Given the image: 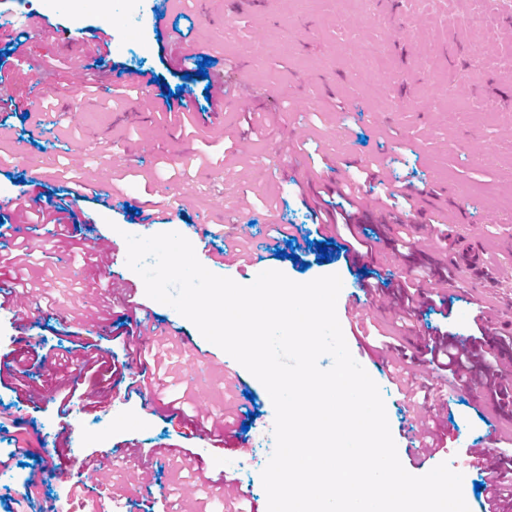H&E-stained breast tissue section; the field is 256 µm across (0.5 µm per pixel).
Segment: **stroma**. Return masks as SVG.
<instances>
[{
  "instance_id": "35a3bbf8",
  "label": "stroma",
  "mask_w": 512,
  "mask_h": 512,
  "mask_svg": "<svg viewBox=\"0 0 512 512\" xmlns=\"http://www.w3.org/2000/svg\"><path fill=\"white\" fill-rule=\"evenodd\" d=\"M28 13L76 35L104 33L111 52L101 63L80 61L96 87L89 95L67 79L76 61L70 50L21 31L15 39L24 50L12 54L0 37V54L9 55L5 73H26L14 103L0 102V220L36 240L25 274L46 297L21 332L12 325L13 304L0 307V360L25 358L44 386L33 403L0 386V417L11 419L0 431V451L16 460L0 473V512L31 477L39 484L31 512H45L61 487L85 479L84 461L96 450L110 453L108 487L120 497L100 486L73 499L74 512H225L218 478H234L247 500H264L261 473L275 449L274 406L255 376L242 367L225 374L214 361L221 348L174 308L149 298L125 261L99 269L84 264L76 252L58 248L48 226L21 224L8 199L25 194L37 209L50 202L69 208L77 238L93 234L122 253L128 233L177 232L195 244L205 231L215 250L245 221L262 268L298 283L339 275L341 308L360 285L392 288L421 271L439 280L453 269L449 237L472 240L484 252L487 274L458 272L442 289L441 305L417 307L405 346L446 331L473 334L480 301L512 320V0H144L138 13L113 0L106 17L90 0L79 19L59 0H0V27ZM160 13L167 16L162 29L154 24ZM186 38L208 56V76H223V104L206 99L197 63L179 62ZM136 71L152 84L141 96L114 101L116 77ZM171 91L189 108V129L164 127L144 105ZM67 112L82 113V121H63ZM38 124L44 134L35 145L28 131ZM146 141L151 150H141ZM93 175L99 191L71 199V183ZM348 180L362 183L364 204L354 222L374 246L358 265L338 254L321 260L315 247V214L341 209L337 187ZM399 183L419 193L411 212L385 201ZM147 199L167 204V222L140 224L128 206ZM278 224L291 225L292 241L275 232ZM280 249L287 258L277 257ZM104 277L116 284L112 312L101 326H85L100 304L94 284ZM130 299L149 307L159 328L175 327L165 338V364L178 393L217 413L239 410L249 426L236 434L242 451L183 438L189 417L174 415L162 400L149 408L139 397L125 398L107 371L96 380L103 410L58 415L52 397L61 382L26 358L28 345L50 357L86 343L107 363L122 362ZM398 331L395 314L373 312L360 335L345 337L379 387L398 457L413 475L443 462L462 469L470 512H484L469 451L495 454L501 443L489 433L483 391L447 384L420 364L417 378L431 385L433 403L409 401L392 382L399 357H372L374 345ZM208 352L213 360H205ZM431 409L455 439L414 465L408 420Z\"/></svg>"
}]
</instances>
